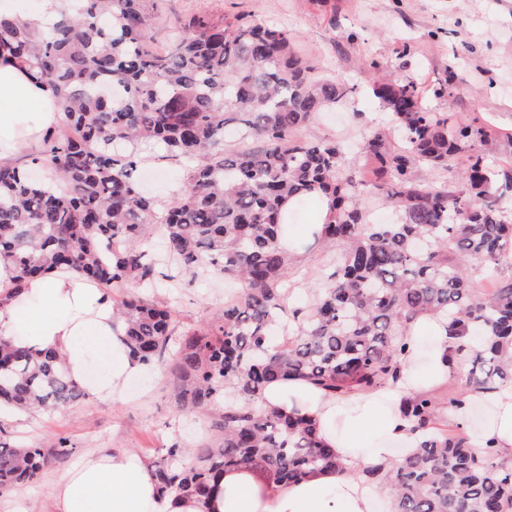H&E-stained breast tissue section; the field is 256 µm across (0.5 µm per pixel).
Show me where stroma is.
Listing matches in <instances>:
<instances>
[{"label":"stroma","mask_w":512,"mask_h":512,"mask_svg":"<svg viewBox=\"0 0 512 512\" xmlns=\"http://www.w3.org/2000/svg\"><path fill=\"white\" fill-rule=\"evenodd\" d=\"M205 13L220 19L245 14L288 30L296 53L323 70L358 81L370 60L393 78L417 83L422 102L433 112L478 120L498 139L496 165L512 164V0H158L155 25L179 16ZM456 69L453 94L438 98L432 88L447 76L452 55ZM378 115L376 103L357 93L348 106L321 113L299 135L307 140L353 138L358 113ZM332 250L302 255L288 279V305L309 306L322 283L319 269L335 260ZM159 287L114 290V298L139 292L168 305L178 330L205 331L224 310V279L213 272L183 274L170 282L160 265ZM0 440L31 446L64 444L65 456L51 463L33 482L21 485L31 512H45L55 481L97 448H130L155 461L167 448L198 447L210 442L206 418L180 415L176 388L168 371L141 368L122 394L86 396L52 412H38L0 422Z\"/></svg>","instance_id":"obj_1"}]
</instances>
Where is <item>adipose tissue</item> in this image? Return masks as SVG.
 <instances>
[{"label":"adipose tissue","mask_w":512,"mask_h":512,"mask_svg":"<svg viewBox=\"0 0 512 512\" xmlns=\"http://www.w3.org/2000/svg\"><path fill=\"white\" fill-rule=\"evenodd\" d=\"M63 120L49 92L14 59L0 58V165ZM114 318L111 293L74 272L54 270L28 280L18 303L0 309V337L34 354L58 351L73 381L109 397L138 370L112 330ZM402 342L399 377L380 387L334 394L290 378L264 391L266 407L316 421L346 475L324 471L297 484L261 488L250 472L233 470L217 492L197 500L161 493L151 465L136 452L102 448L54 487L49 512H397L395 497L368 473L420 448L423 437L412 428L407 403L453 385L478 347L475 337L453 335L442 314L415 320ZM488 398L492 423L471 445L493 444L512 460V384Z\"/></svg>","instance_id":"adipose-tissue-1"}]
</instances>
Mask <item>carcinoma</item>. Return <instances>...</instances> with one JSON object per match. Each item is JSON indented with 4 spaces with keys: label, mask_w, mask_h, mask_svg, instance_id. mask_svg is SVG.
<instances>
[{
    "label": "carcinoma",
    "mask_w": 512,
    "mask_h": 512,
    "mask_svg": "<svg viewBox=\"0 0 512 512\" xmlns=\"http://www.w3.org/2000/svg\"><path fill=\"white\" fill-rule=\"evenodd\" d=\"M156 0H62L61 18L23 22L0 13V55L19 61L64 113L38 150L0 165V258L14 284L52 269L80 273L104 290L151 286L144 247L163 231L168 260L210 268L243 291L206 333L173 337L167 306L136 297L115 303L118 339L138 365L174 377L182 408L206 416L215 442L174 444L153 463L163 493L206 498L224 473L246 469L265 485L345 472L314 421L263 407L272 382L298 377L334 392L371 389L397 377L399 338L416 318L448 315L456 336L489 338L468 362L460 390L412 400L407 415L425 436L417 453L372 478L393 491L398 512H512V461L441 427L471 390L512 382V165L494 168L486 127L421 103L412 81L375 79L384 114L361 134L373 179L351 173L341 139L294 133L356 90L296 54L287 31L246 15H207L153 26ZM162 36L166 48L153 43ZM231 124L239 141L230 148ZM179 164L170 195L141 192L142 151ZM463 171L425 182L456 158ZM51 174L37 181L29 169ZM318 193L328 216L315 244L337 250L314 303L291 309L282 288L297 262L282 240L286 204ZM397 214L376 224L370 202ZM493 279L491 290L480 287ZM86 396L53 351L33 355L0 342V408L55 410ZM51 454L0 442V490L37 478Z\"/></svg>",
    "instance_id": "cac0c4a2"
}]
</instances>
